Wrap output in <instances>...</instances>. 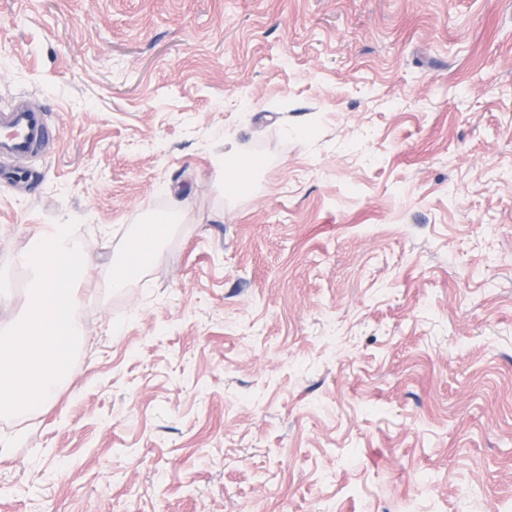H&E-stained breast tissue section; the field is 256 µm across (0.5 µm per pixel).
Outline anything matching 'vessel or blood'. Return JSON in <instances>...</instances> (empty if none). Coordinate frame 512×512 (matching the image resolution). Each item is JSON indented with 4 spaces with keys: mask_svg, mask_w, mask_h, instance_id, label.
<instances>
[{
    "mask_svg": "<svg viewBox=\"0 0 512 512\" xmlns=\"http://www.w3.org/2000/svg\"><path fill=\"white\" fill-rule=\"evenodd\" d=\"M59 131L42 111L21 104H0V167L10 159L39 158Z\"/></svg>",
    "mask_w": 512,
    "mask_h": 512,
    "instance_id": "vessel-or-blood-1",
    "label": "vessel or blood"
}]
</instances>
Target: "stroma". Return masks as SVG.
<instances>
[{
  "mask_svg": "<svg viewBox=\"0 0 512 512\" xmlns=\"http://www.w3.org/2000/svg\"><path fill=\"white\" fill-rule=\"evenodd\" d=\"M13 99L59 138L0 182V330L73 220L85 337L0 512L512 505V0H0Z\"/></svg>",
  "mask_w": 512,
  "mask_h": 512,
  "instance_id": "stroma-1",
  "label": "stroma"
}]
</instances>
